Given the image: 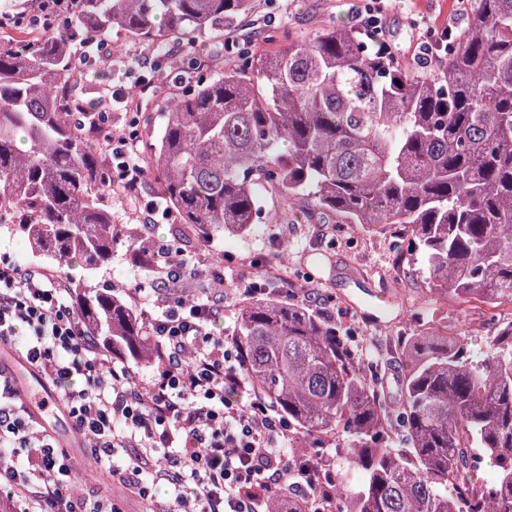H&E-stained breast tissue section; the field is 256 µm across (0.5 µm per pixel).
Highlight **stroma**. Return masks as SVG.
Returning <instances> with one entry per match:
<instances>
[{"label": "stroma", "instance_id": "obj_1", "mask_svg": "<svg viewBox=\"0 0 512 512\" xmlns=\"http://www.w3.org/2000/svg\"><path fill=\"white\" fill-rule=\"evenodd\" d=\"M347 3L348 0H255L252 13L241 21L232 39L239 48L250 49L262 45L273 30L307 33L331 20L350 29L354 21ZM456 8L455 0H388L386 28L398 60L415 62L418 22L441 26ZM107 40L112 47L110 62L90 69L87 77L81 78L79 88L84 98L109 111L113 128H126L134 114L157 112L171 94L186 91V84L172 80L184 63L182 55L165 57L159 70L148 74L141 66L145 44L132 41L120 31L109 34ZM144 76L151 85L138 94L132 107L113 104L101 94L105 86L128 87ZM157 195L158 185L149 179L134 195L121 187L112 189L106 204L114 223L133 225ZM267 210L272 226L256 227L243 236H227L186 254L196 273L184 279L182 293L193 295L206 288L224 297V313L214 323L216 335L225 337L233 330L240 301L238 282H252L261 275L274 282V294L279 299L295 300L298 289H305L311 304L338 327L358 326L359 335L347 337L346 342L370 375L376 371L373 342L378 337L413 335L430 319L457 326L456 304L428 299L424 284L409 270L396 266L391 235L342 223L338 229L343 238L336 242L327 235L325 224L311 216L304 201L284 207L272 199ZM151 276V269L139 264L134 253L120 248L113 252L103 279L130 303L134 300L132 288ZM70 453L72 484L77 493L105 496L118 503L122 512H153L156 503H173V491L168 485H157L153 500H142L107 473L96 471L89 449L74 447Z\"/></svg>", "mask_w": 512, "mask_h": 512}]
</instances>
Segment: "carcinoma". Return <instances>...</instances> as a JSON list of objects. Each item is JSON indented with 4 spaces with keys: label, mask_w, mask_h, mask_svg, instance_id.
Returning <instances> with one entry per match:
<instances>
[{
    "label": "carcinoma",
    "mask_w": 512,
    "mask_h": 512,
    "mask_svg": "<svg viewBox=\"0 0 512 512\" xmlns=\"http://www.w3.org/2000/svg\"><path fill=\"white\" fill-rule=\"evenodd\" d=\"M71 25L0 35V224L27 235L41 263L79 266L67 287L81 320L114 352L149 363L145 325L97 280L142 236L112 222V170L80 112L74 45L114 28L177 41L196 58L253 0H76ZM465 29L438 70L369 48L326 24L277 33L235 65L173 97L145 122L144 173L176 215L173 239L198 249L256 225L275 190L288 206L397 235L436 300L463 305L456 332L398 338L397 408L336 325L303 303L242 300L232 336L250 382L307 440L339 438L359 474L339 512H512V319L478 351L470 308L512 309V0H465ZM23 140L26 151L18 148ZM405 432L392 447L391 416ZM496 476H477L472 459Z\"/></svg>",
    "instance_id": "carcinoma-1"
}]
</instances>
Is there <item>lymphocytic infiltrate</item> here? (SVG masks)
<instances>
[{
  "mask_svg": "<svg viewBox=\"0 0 512 512\" xmlns=\"http://www.w3.org/2000/svg\"><path fill=\"white\" fill-rule=\"evenodd\" d=\"M136 136L132 130L106 142L110 164L132 191L143 176L137 155L127 150ZM152 268L154 278L134 290L155 309L147 333L159 365L148 379L114 360L77 316L63 281L39 268L0 265V344L14 345L43 382L62 391L72 426L91 440L96 463H109L115 448L136 449L130 474L117 480L141 499H151L164 481L175 502L197 512H260L273 495L298 503L301 512H328L336 472L320 458L303 467L289 458L293 428L249 381L239 349L211 329L223 299L204 294L188 303L169 293L168 284L188 271L170 247L158 246ZM18 398L0 371V456L26 451L25 459L0 468V493L17 512H114L108 499L70 494L69 456L35 432ZM163 450L172 455L170 465L144 469L148 456Z\"/></svg>",
  "mask_w": 512,
  "mask_h": 512,
  "instance_id": "1",
  "label": "lymphocytic infiltrate"
}]
</instances>
